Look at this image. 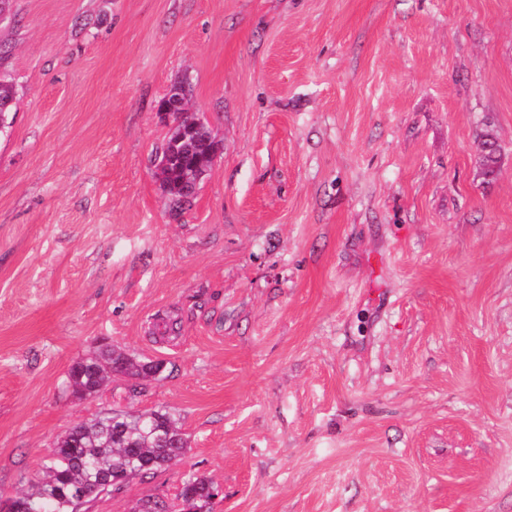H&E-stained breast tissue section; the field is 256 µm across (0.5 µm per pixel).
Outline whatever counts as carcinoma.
<instances>
[{
    "mask_svg": "<svg viewBox=\"0 0 512 512\" xmlns=\"http://www.w3.org/2000/svg\"><path fill=\"white\" fill-rule=\"evenodd\" d=\"M13 87L3 84L0 90V123L7 124L12 111L10 104ZM488 150L481 158L485 178L493 177L501 161V146L495 134L483 136ZM196 153L177 149L168 139L162 146L161 157L172 160L169 180V200L183 203L184 194L179 186L180 169L194 161ZM155 362H141L119 349L107 347L94 356L75 362L67 377L71 393L82 399L84 395L98 393L113 375L149 379L153 377ZM189 442L181 430L180 416L168 407H159L141 414L120 408L101 413L82 423L53 445L42 477L31 484L30 491L15 497L17 512H78V508L96 499L105 489L100 479L117 477L118 488L136 477H145L167 466L183 455ZM213 481L207 477H185L174 501L189 502L198 512H214L209 487Z\"/></svg>",
    "mask_w": 512,
    "mask_h": 512,
    "instance_id": "obj_1",
    "label": "carcinoma"
}]
</instances>
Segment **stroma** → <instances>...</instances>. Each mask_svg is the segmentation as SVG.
<instances>
[{"label":"stroma","instance_id":"obj_1","mask_svg":"<svg viewBox=\"0 0 512 512\" xmlns=\"http://www.w3.org/2000/svg\"><path fill=\"white\" fill-rule=\"evenodd\" d=\"M0 41V512L160 406L188 452L78 512L190 473L215 512H512V0H15ZM177 81L220 151L176 210ZM103 345L165 371L75 398ZM483 143L487 145L488 150L481 158L482 173L485 178L489 179L496 174L500 167L501 146L492 131H487L484 134Z\"/></svg>","mask_w":512,"mask_h":512}]
</instances>
